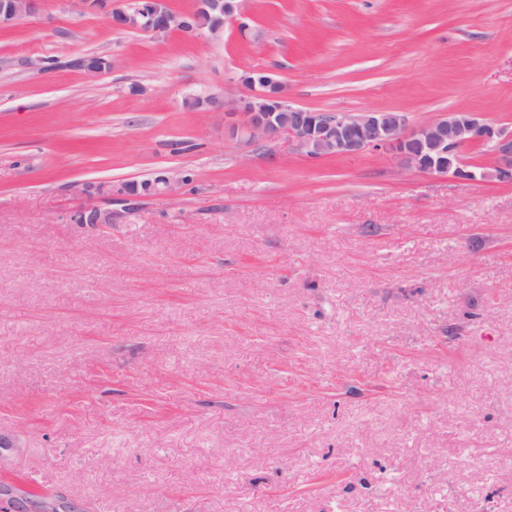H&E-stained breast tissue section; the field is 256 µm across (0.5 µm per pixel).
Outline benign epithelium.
<instances>
[{
    "mask_svg": "<svg viewBox=\"0 0 512 512\" xmlns=\"http://www.w3.org/2000/svg\"><path fill=\"white\" fill-rule=\"evenodd\" d=\"M82 2L104 14L116 29L156 37L172 32L188 38L204 32L220 36L225 26L236 20L237 11L236 0H196L189 13L171 9L168 0H139L127 9L114 6V0ZM38 5L39 0H0V28L33 14ZM67 65L98 76L112 63L99 55H73L67 58ZM241 83L246 93L231 106H224V125L243 142H275L286 136L311 159L375 151L421 173H448L464 181H512V127L488 125L474 112H450L410 131L401 112H319L291 103L283 84L270 75L258 78L248 72ZM474 143L487 148L490 164L473 166L463 161V151ZM186 182L183 172L165 170L147 186L146 195L171 194Z\"/></svg>",
    "mask_w": 512,
    "mask_h": 512,
    "instance_id": "obj_1",
    "label": "benign epithelium"
}]
</instances>
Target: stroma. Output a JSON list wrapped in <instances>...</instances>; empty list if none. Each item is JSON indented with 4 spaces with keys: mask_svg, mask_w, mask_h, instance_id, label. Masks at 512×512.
Here are the masks:
<instances>
[{
    "mask_svg": "<svg viewBox=\"0 0 512 512\" xmlns=\"http://www.w3.org/2000/svg\"><path fill=\"white\" fill-rule=\"evenodd\" d=\"M246 70L323 112L510 127L512 0H239L195 39L42 0L0 29V486L78 512H512V181L186 109ZM166 169L174 194L104 192ZM71 70L82 72L89 76H98L112 66L109 59L99 55H73L67 58Z\"/></svg>",
    "mask_w": 512,
    "mask_h": 512,
    "instance_id": "1",
    "label": "stroma"
}]
</instances>
